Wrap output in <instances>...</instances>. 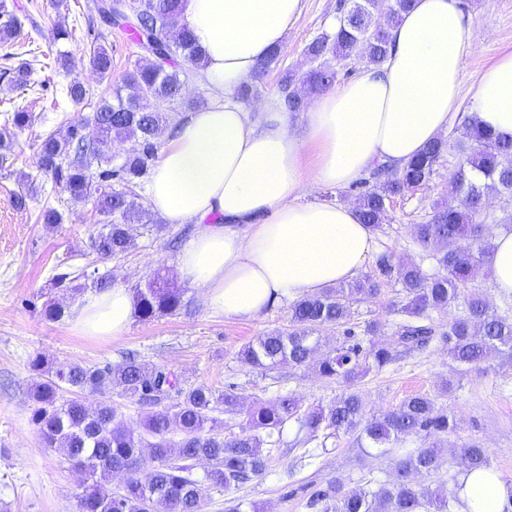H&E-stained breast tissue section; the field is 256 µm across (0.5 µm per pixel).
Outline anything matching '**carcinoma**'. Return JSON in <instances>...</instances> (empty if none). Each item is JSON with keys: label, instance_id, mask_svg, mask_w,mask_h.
<instances>
[{"label": "carcinoma", "instance_id": "1", "mask_svg": "<svg viewBox=\"0 0 512 512\" xmlns=\"http://www.w3.org/2000/svg\"><path fill=\"white\" fill-rule=\"evenodd\" d=\"M185 0H95L102 23L130 31L141 57L121 88L109 99L92 101L90 89L72 81L62 89V100L93 103L89 116L71 122L65 133H50L37 146V168L74 203L92 201L99 228L91 246L102 259L121 258L136 248L134 229L161 237L168 230L150 209L130 200L142 187L158 153V139L172 115L193 106L183 95L186 67L200 70L202 55L185 20ZM413 0H390L387 11L380 0H351L336 31L324 33L303 51L311 67L290 69L278 81V100L287 112H303L308 97L301 86L315 94L332 84L337 71L332 62L353 56L370 66L381 65L388 54L389 28L411 8ZM21 22L14 16L0 23L4 59L15 60L11 51ZM107 34H93L91 62L100 80L112 78V46L102 44ZM269 64L243 86L240 96L257 98ZM19 87L30 85L31 63L21 60L3 68ZM31 113L14 108L5 124L17 130L28 127ZM95 135L85 134L87 126ZM131 147L113 162V142ZM456 152V171L449 192L454 206H442L426 224L415 227V240L436 261V271L426 273L419 265L382 257L377 273L339 283L314 294L301 296L288 307V328L257 337L238 352L244 368L262 373L287 365L293 369L315 366L325 380L351 383L372 370L390 364L402 351H423L438 341L448 347V357L468 369L477 368L496 355L512 357V318L490 310L473 284L483 274L491 243L487 225L480 221L486 195L493 192L512 198V141H504L469 118L446 137L431 142L399 170L382 165L360 182L357 208L362 223L382 228L387 204L395 196L419 188L436 173L449 153ZM401 282L407 303L400 311L408 319L398 325L397 343L385 348L368 341L367 347L351 343V332L336 338L314 359L320 333L345 323L354 305L378 297L383 284ZM468 289L466 295L461 290ZM51 289L75 294L67 274L52 277ZM186 290L175 286L159 271L134 288V307L142 320L187 314L191 301ZM42 313L52 320L65 316L66 307L52 293H43ZM460 314L440 329L432 317L458 300ZM36 375L32 421L43 444L62 450L65 458L86 476L77 496L78 512H201L209 488H228L262 478L267 467L265 449L281 442L284 426L298 425L294 444L307 445L319 437L351 435L361 448L387 455L400 442L416 437L428 442L406 451L394 463V476L372 490L347 488L331 482L317 492L311 506L319 512H448L460 506L461 485L432 476L440 467V438L456 432L448 407L438 398L413 395L392 410L371 413L357 391H346L327 404L301 409L300 400L285 394L260 403L247 412L240 432L224 436V422L215 413L237 416L241 405L231 388L216 391L204 385H185L170 369L142 362L133 356L119 363L95 365H45L40 355L29 361ZM141 406H152L139 429L131 428L112 402V391ZM71 397H65V394ZM98 394L101 400L87 407L81 395ZM153 465L145 467L144 449ZM468 471H493L489 449L478 441L458 448ZM209 464L203 477L194 474L197 462ZM124 476L112 488V474Z\"/></svg>", "mask_w": 512, "mask_h": 512}]
</instances>
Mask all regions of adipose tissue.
<instances>
[{
	"label": "adipose tissue",
	"mask_w": 512,
	"mask_h": 512,
	"mask_svg": "<svg viewBox=\"0 0 512 512\" xmlns=\"http://www.w3.org/2000/svg\"><path fill=\"white\" fill-rule=\"evenodd\" d=\"M301 0H187L185 17L202 51V76L215 92L188 112L146 187L148 205L172 224H194L177 262L198 302L250 318L354 277L372 234L351 204L303 202L318 188L342 189L377 165L400 168L447 135L457 109L461 66L477 31L458 0H415L391 29L387 60L319 92L305 112L268 100L254 110L239 90L282 49ZM471 115L512 140V52L479 76ZM498 293H512V229L489 255ZM76 330L118 336L133 321L124 287L90 294L71 308ZM463 512H506L512 488L497 474L463 479Z\"/></svg>",
	"instance_id": "adipose-tissue-1"
}]
</instances>
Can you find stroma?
<instances>
[{"label":"stroma","mask_w":512,"mask_h":512,"mask_svg":"<svg viewBox=\"0 0 512 512\" xmlns=\"http://www.w3.org/2000/svg\"><path fill=\"white\" fill-rule=\"evenodd\" d=\"M24 23L19 42L39 49L35 63V90L17 88L10 78L0 76V110L25 107L33 120L29 127L14 131L8 167L0 168V512H76V496L83 474L67 463L60 450L45 447L31 420L29 398L33 382L29 361L42 354L55 365H92L119 362L134 352L146 361L165 366L187 384L217 390L233 388L243 405L267 402L289 393L308 407L326 403L339 395L342 384L318 377L313 370H280L261 374L242 368L239 349L247 342L288 325V303L280 301L251 319L226 317L193 305L191 314L165 316L148 321L133 320L116 337L87 336L75 329L70 317L59 321L44 318L40 294L51 278L71 274L76 283L108 273L113 286L128 289L142 284L157 267L175 268L180 245L146 234L137 238L138 247L125 257L103 260L93 251L97 216L91 202L65 201L51 181L35 166L36 146L42 136L59 131L68 122L84 118V105L57 109L55 101L71 80H78L95 95L109 94L121 85L126 72L139 58L135 42L123 33H113L112 80H99L89 59L93 51L87 34L93 15V0H12ZM341 0H303V8L288 32V40L271 64L261 96H275L278 76L285 69L305 64L303 50L315 37L335 31ZM479 30L476 52L462 66L459 112H468L472 89L480 73L501 54L512 52V0H459ZM70 36L59 40L57 27ZM70 57L69 69H59V52ZM457 157L444 158L431 181L415 191L394 198L380 231L373 234V250L361 272L376 270V262L409 259L426 272L436 263L417 246L416 225L424 223L433 208L448 205L452 197L448 182ZM32 187L26 208L12 203L14 192ZM54 206L64 212L60 224L39 221L41 210ZM403 298L397 280H390L376 302L354 305L348 320L356 335H363L368 321L377 319L384 327L378 342L394 346L399 320L395 306ZM454 388L441 396L455 417L458 428L449 434L442 450L437 476L449 479L462 465L457 455L461 443L477 440L491 451L493 467L501 479L512 484V364L493 358L479 369L456 373L446 348L439 343L422 355L396 361L382 370L371 371L357 385L368 411H388L415 394L441 395L443 380ZM294 425H286L280 446L272 448L262 480L227 489H211L205 495L203 512H224V501L242 498L258 502L263 512H314L313 494L337 480L346 487L388 479L393 470L391 456L364 455L350 436L327 438L314 458L293 445Z\"/></svg>","instance_id":"1"}]
</instances>
